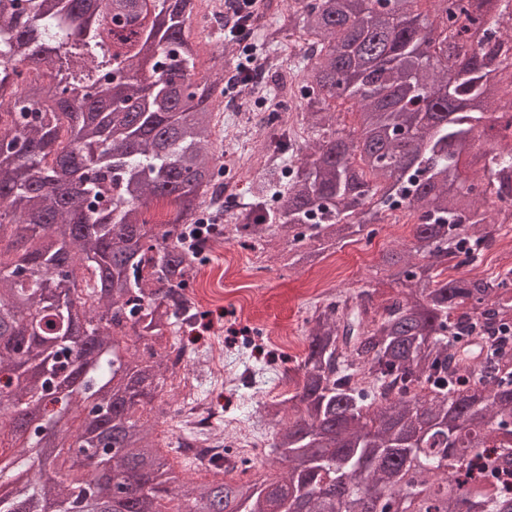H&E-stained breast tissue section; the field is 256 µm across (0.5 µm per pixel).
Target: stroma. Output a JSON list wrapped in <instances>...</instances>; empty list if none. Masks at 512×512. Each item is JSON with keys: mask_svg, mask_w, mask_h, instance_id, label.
Returning <instances> with one entry per match:
<instances>
[{"mask_svg": "<svg viewBox=\"0 0 512 512\" xmlns=\"http://www.w3.org/2000/svg\"><path fill=\"white\" fill-rule=\"evenodd\" d=\"M399 236L391 223L372 225L370 235L351 237L311 268L293 265L289 247L274 242L232 236L206 251L193 282L201 290L196 314L179 337L191 349L223 337L225 352L245 372L233 392L194 364L184 372L187 382L224 418L258 420L260 404L295 392L284 385L281 371L304 357L300 343L315 303L327 293H353L367 284L376 288L378 301L395 295L382 254Z\"/></svg>", "mask_w": 512, "mask_h": 512, "instance_id": "35a3bbf8", "label": "stroma"}]
</instances>
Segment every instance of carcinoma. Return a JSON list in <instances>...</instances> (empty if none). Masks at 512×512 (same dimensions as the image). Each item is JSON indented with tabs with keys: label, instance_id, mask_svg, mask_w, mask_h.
I'll use <instances>...</instances> for the list:
<instances>
[{
	"label": "carcinoma",
	"instance_id": "cac0c4a2",
	"mask_svg": "<svg viewBox=\"0 0 512 512\" xmlns=\"http://www.w3.org/2000/svg\"><path fill=\"white\" fill-rule=\"evenodd\" d=\"M417 2L288 0L286 23L247 8L266 50L301 55L265 90L302 89L304 136L270 127L235 234L307 266L395 207L416 224L383 256L394 297L338 293L306 319L296 394L266 411L282 475L226 487L181 481L142 414L168 415L183 241L225 170L224 76L198 46L241 17L201 41L194 0H0V428L42 419L0 458V512H512V267L475 271L503 205L463 174L479 156L512 175V71L468 54L487 35L472 0H443L455 30ZM479 334L506 339L472 361Z\"/></svg>",
	"mask_w": 512,
	"mask_h": 512
}]
</instances>
